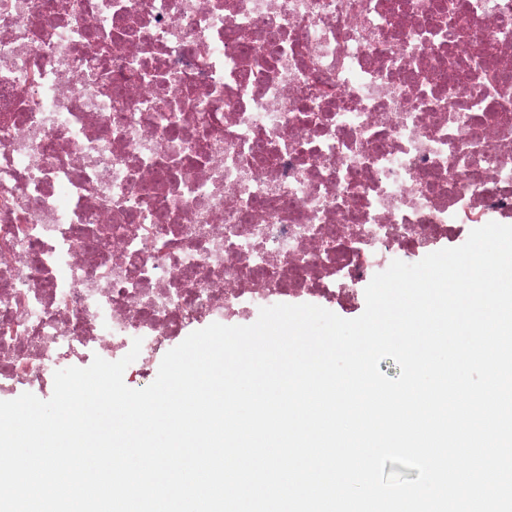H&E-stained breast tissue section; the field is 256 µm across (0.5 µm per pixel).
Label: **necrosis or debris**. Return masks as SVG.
<instances>
[{
  "instance_id": "4bbe7bcc",
  "label": "necrosis or debris",
  "mask_w": 512,
  "mask_h": 512,
  "mask_svg": "<svg viewBox=\"0 0 512 512\" xmlns=\"http://www.w3.org/2000/svg\"><path fill=\"white\" fill-rule=\"evenodd\" d=\"M512 217V0H0V395Z\"/></svg>"
}]
</instances>
